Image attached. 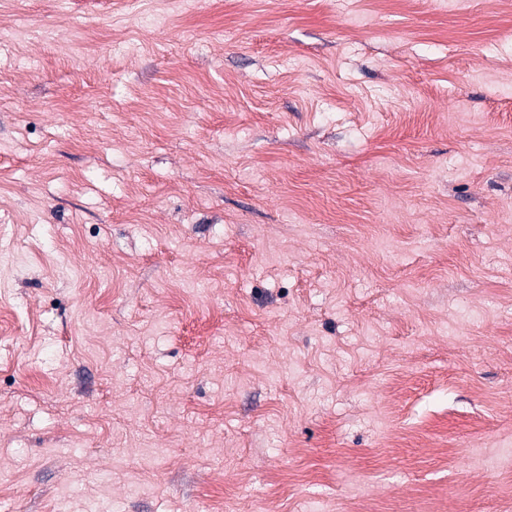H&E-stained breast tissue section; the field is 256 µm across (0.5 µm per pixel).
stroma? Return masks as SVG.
Returning <instances> with one entry per match:
<instances>
[{"label":"stroma","instance_id":"stroma-1","mask_svg":"<svg viewBox=\"0 0 512 512\" xmlns=\"http://www.w3.org/2000/svg\"><path fill=\"white\" fill-rule=\"evenodd\" d=\"M500 0H0V512H500Z\"/></svg>","mask_w":512,"mask_h":512}]
</instances>
